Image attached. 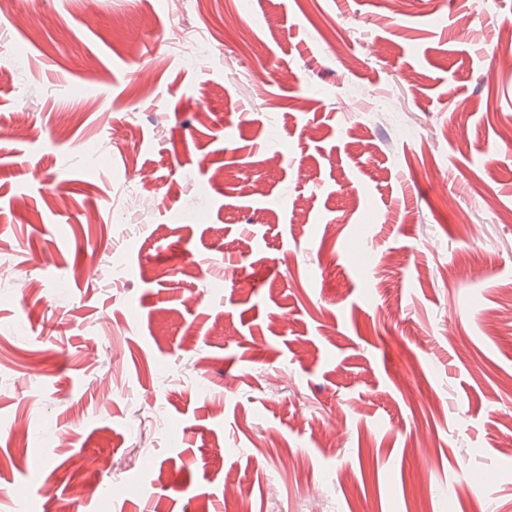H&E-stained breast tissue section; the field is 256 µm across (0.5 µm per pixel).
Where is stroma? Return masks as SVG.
Listing matches in <instances>:
<instances>
[{
	"mask_svg": "<svg viewBox=\"0 0 512 512\" xmlns=\"http://www.w3.org/2000/svg\"><path fill=\"white\" fill-rule=\"evenodd\" d=\"M510 25L512 0L0 15V266L35 286L0 288V512H312L311 482L321 512H512ZM175 28L210 36L193 64Z\"/></svg>",
	"mask_w": 512,
	"mask_h": 512,
	"instance_id": "obj_1",
	"label": "stroma"
}]
</instances>
